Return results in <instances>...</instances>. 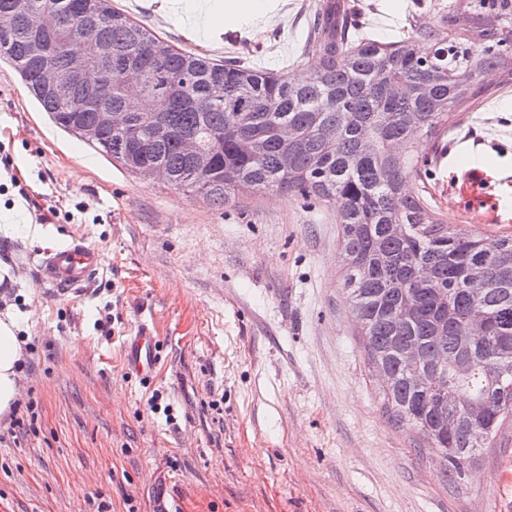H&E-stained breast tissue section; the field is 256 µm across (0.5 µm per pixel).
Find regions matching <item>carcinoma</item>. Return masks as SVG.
I'll return each mask as SVG.
<instances>
[{"label": "carcinoma", "mask_w": 512, "mask_h": 512, "mask_svg": "<svg viewBox=\"0 0 512 512\" xmlns=\"http://www.w3.org/2000/svg\"><path fill=\"white\" fill-rule=\"evenodd\" d=\"M81 2L0 0V14L14 20L0 30V61L64 131L78 135L112 113L118 131L92 147L129 172L162 164L171 185L218 207L244 192L286 190L336 205L344 286L381 406L413 429L416 447L438 449L445 477L462 485V470L512 422V238L462 232L424 192L409 194V183L420 177V140L446 132L459 107L473 104L483 73L512 81V0H452L439 24L414 19L390 42L349 38L347 9L323 0L302 81L179 50L112 0H94L99 19L89 25ZM33 8L63 20L42 37L40 56L26 23ZM460 11L470 26L453 37ZM82 45L110 56L111 99L79 87L58 101L40 81L46 64L70 76ZM151 99L165 109L146 110ZM186 137L213 153L212 168L183 155ZM476 266L485 274L478 295L469 281ZM476 311L487 316L479 335Z\"/></svg>", "instance_id": "obj_1"}]
</instances>
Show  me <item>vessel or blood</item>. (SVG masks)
Here are the masks:
<instances>
[{
	"mask_svg": "<svg viewBox=\"0 0 512 512\" xmlns=\"http://www.w3.org/2000/svg\"><path fill=\"white\" fill-rule=\"evenodd\" d=\"M39 260L45 272L46 281L55 287H76L94 277L102 265L100 251L78 237H71L53 248L40 252ZM130 361L141 373L150 371L156 363L153 337H137Z\"/></svg>",
	"mask_w": 512,
	"mask_h": 512,
	"instance_id": "b4317fda",
	"label": "vessel or blood"
}]
</instances>
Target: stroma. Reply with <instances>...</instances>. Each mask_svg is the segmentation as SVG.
Returning a JSON list of instances; mask_svg holds the SVG:
<instances>
[{
	"label": "stroma",
	"instance_id": "35a3bbf8",
	"mask_svg": "<svg viewBox=\"0 0 512 512\" xmlns=\"http://www.w3.org/2000/svg\"><path fill=\"white\" fill-rule=\"evenodd\" d=\"M388 42L438 0H347ZM170 0H112L170 44L298 77L319 0H267L224 27ZM485 92L434 144L421 183L446 222L512 237V84ZM0 311L27 353L19 428L0 418V512H497L512 501V426L462 489L383 414L343 291L334 206L248 192L216 207L133 174L52 125L0 63ZM78 235L103 266L49 285L34 252ZM157 367L127 366L136 336ZM163 395L151 410L152 392Z\"/></svg>",
	"mask_w": 512,
	"mask_h": 512
}]
</instances>
